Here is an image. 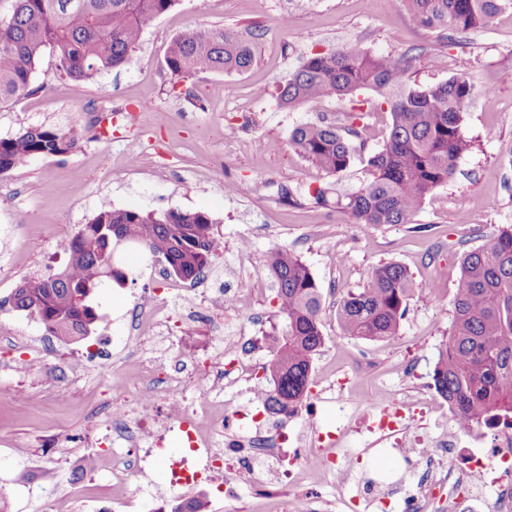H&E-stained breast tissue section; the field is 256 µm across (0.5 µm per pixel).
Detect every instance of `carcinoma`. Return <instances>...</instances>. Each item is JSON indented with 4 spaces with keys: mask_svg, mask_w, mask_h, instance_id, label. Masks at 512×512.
Wrapping results in <instances>:
<instances>
[{
    "mask_svg": "<svg viewBox=\"0 0 512 512\" xmlns=\"http://www.w3.org/2000/svg\"><path fill=\"white\" fill-rule=\"evenodd\" d=\"M177 0H15L0 20V104L34 92L32 77L43 55L57 57L69 78L92 81L128 66L145 24ZM421 26L448 41L489 26L512 0H401ZM255 61L253 43L224 29L188 27L169 44L166 65L177 79L200 73L242 74ZM478 94L469 77L458 74L426 86L408 82L403 60L350 42L334 51H316L278 87L285 108L317 106L344 98V121L322 116L295 127L290 145L329 176H340L366 150L365 120L378 110L392 123L382 148L367 159L366 177L340 192L327 183L313 192L315 203L333 206L358 224L413 225L425 201L448 184L457 161L472 149L464 122ZM78 138L68 129L29 127L0 138V173L34 157L66 156ZM111 245L137 239L147 255L162 256L169 275L195 281L220 258L222 238L202 212L169 210L160 215L101 208L69 242L64 268L19 283L22 303L38 306L39 320L51 319L52 335L75 342L87 335L96 315L76 296L121 283L105 255ZM274 280L277 316L285 322L274 339L265 368L271 389L260 390L266 411L292 416L307 399L312 364L323 345L321 291L310 268L295 252L278 248L266 256ZM418 285L403 265L373 268L363 285L346 293L336 307L341 335L390 340L399 334L408 302ZM448 341L433 369L435 391L468 426H496L512 420V225L489 242L467 251L453 297Z\"/></svg>",
    "mask_w": 512,
    "mask_h": 512,
    "instance_id": "obj_1",
    "label": "carcinoma"
}]
</instances>
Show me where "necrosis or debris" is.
I'll return each mask as SVG.
<instances>
[{
  "label": "necrosis or debris",
  "instance_id": "necrosis-or-debris-1",
  "mask_svg": "<svg viewBox=\"0 0 512 512\" xmlns=\"http://www.w3.org/2000/svg\"><path fill=\"white\" fill-rule=\"evenodd\" d=\"M185 297L181 283H170L167 294L155 298L137 309L134 320L136 330L170 322L174 308ZM139 339L136 335L126 337L124 347L133 369L140 373L144 385L138 391V410L130 412L124 404H113L111 410L112 432L118 443L112 446V455L130 457L140 442L151 444L149 461L138 465L140 479H148L150 461L158 457L160 448L154 447V435L149 419L154 413L159 398L176 402L173 413L179 424L183 440L191 450H204V468L219 471L224 467V458L237 456L243 470H254L256 464H271L279 461L284 434L264 430L260 423H248L243 407L234 397H225L214 402L203 394L189 406L179 405L185 391L184 370H191L197 377H208L207 357H177L174 368L161 371L138 358ZM372 417L371 430L386 438H393L408 428L415 412L433 416L438 433L418 437L410 457L414 493L401 495L400 481L368 478L363 482L358 495L349 497L348 507L368 502L377 512H431L430 504L440 488L448 490L450 512H512V485L505 483L503 474L512 472V428L493 429L480 432L457 425V415L452 407L436 401L428 393H421L416 400L391 403L373 402L368 406ZM227 430L241 431V438L227 443L225 448L215 449L210 445L213 434ZM312 443L320 447L316 456H309L307 449H300V465L288 471L286 478L298 488L296 494L286 499L281 512H327L319 486L325 476L344 465L334 448L339 436L319 438L312 436ZM495 488L494 498H487V488Z\"/></svg>",
  "mask_w": 512,
  "mask_h": 512
}]
</instances>
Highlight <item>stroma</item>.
Masks as SVG:
<instances>
[{
	"mask_svg": "<svg viewBox=\"0 0 512 512\" xmlns=\"http://www.w3.org/2000/svg\"><path fill=\"white\" fill-rule=\"evenodd\" d=\"M284 16L290 19L285 29ZM190 26L242 34L260 29L253 66L242 74L173 78L165 63L167 47ZM355 41L405 57L418 85L464 73L476 87L496 88L495 96H478L467 115L465 131L474 147L458 160L455 178L422 206L416 216L420 231L357 224L335 208L315 204L312 193L328 177L289 144L296 126L315 120L320 111L340 117L348 104L332 100L316 112L284 108L275 99L277 85L311 51ZM216 82L224 84L225 96H211ZM32 84L34 94L0 105V138L30 126L72 128L79 145L68 156L38 157L0 174V386L13 392L0 398V498L8 512H48L45 489L55 490L60 500H71L76 486L85 498L96 497L97 484L110 476L106 467L89 472L86 460L107 453L106 407L131 395L138 383L117 339L129 335L142 303L165 294L167 282L158 276L165 259L128 248L120 252L117 264L127 280L91 295L96 320L89 336L75 343H60L10 302L22 278L53 274L66 263L72 236L104 204L142 213L203 212L224 239L223 257L194 282L185 314L142 335L147 357L160 364H170L176 353L205 349L209 323L219 318L234 335L245 337L247 359L268 358L283 329L275 315L274 286L241 310L213 301L238 281L232 268L240 239L250 241L257 267H265L267 253L276 248L300 255L322 293L324 345L313 362L312 421L328 430L347 428V443L359 454L352 462L354 475L403 474L401 454L387 451L367 432L363 403L380 384L392 396L409 399L431 383L438 348L449 337L463 253L486 244L498 227L512 225V10L451 44L420 27L398 0H178L146 23L131 65L92 82L76 81L59 72L48 52ZM92 111L136 112L141 119L104 141L89 123ZM159 113L175 116L176 127H161ZM230 123L237 128L232 135L226 130ZM145 138L155 140L157 153L131 165V142ZM104 153L112 159L107 170L99 163ZM214 156L223 157V174L203 172L202 163ZM230 183L245 185V192L226 193ZM388 262L405 266L418 285L398 336L386 341L341 336L337 302L359 288L372 268ZM353 354L368 355L372 366L353 383L360 408L343 420L332 381ZM410 356L415 372L401 377L396 367ZM23 358L30 362L26 373L5 372V365ZM225 479V472L217 471L174 487L169 471L161 469L147 489L129 478L126 492L144 502L145 512L194 496L207 500L208 512H273L280 498L297 491L273 480L261 465L254 474L241 475L244 491L229 500Z\"/></svg>",
	"mask_w": 512,
	"mask_h": 512,
	"instance_id": "1",
	"label": "stroma"
}]
</instances>
